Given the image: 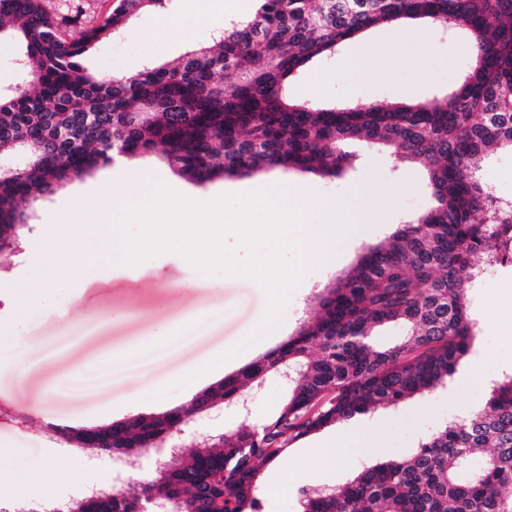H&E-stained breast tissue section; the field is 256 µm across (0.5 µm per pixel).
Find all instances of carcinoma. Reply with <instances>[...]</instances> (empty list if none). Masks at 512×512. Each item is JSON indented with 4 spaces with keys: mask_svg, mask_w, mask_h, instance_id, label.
I'll list each match as a JSON object with an SVG mask.
<instances>
[{
    "mask_svg": "<svg viewBox=\"0 0 512 512\" xmlns=\"http://www.w3.org/2000/svg\"><path fill=\"white\" fill-rule=\"evenodd\" d=\"M169 0H117L91 27L51 15L44 0H0V38L19 48L22 74L0 90V155L27 163L0 176V269L32 230L18 211L118 156L159 154L202 184L290 169L340 175L355 140L379 143L426 172L437 205L364 248L355 269L314 294L317 311L280 346L160 413L104 426H52L67 442L139 458L175 437L204 407L241 401L269 373L293 381L260 429L241 424L208 448H181L164 468L100 512H139L172 495L182 512H262L260 467L298 439L448 383L471 355L477 323L464 284L512 262V210L481 172L491 147L512 151V0H262L244 23L175 64L111 76L88 57L101 40ZM426 19L467 34L473 63L443 99L318 108L291 97L289 78L380 24ZM232 75L225 87L218 75ZM408 334L377 348L375 328ZM474 458L483 460L467 470ZM300 512H512V369L484 407L451 421L407 457L366 466L343 486L303 489Z\"/></svg>",
    "mask_w": 512,
    "mask_h": 512,
    "instance_id": "cac0c4a2",
    "label": "carcinoma"
}]
</instances>
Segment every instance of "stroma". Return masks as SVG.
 Wrapping results in <instances>:
<instances>
[{
  "instance_id": "35a3bbf8",
  "label": "stroma",
  "mask_w": 512,
  "mask_h": 512,
  "mask_svg": "<svg viewBox=\"0 0 512 512\" xmlns=\"http://www.w3.org/2000/svg\"><path fill=\"white\" fill-rule=\"evenodd\" d=\"M46 8L93 26L108 16L113 0H45ZM393 26L372 28L362 39L346 42L336 55L309 63L295 77L297 97H314L322 106H365L399 100L423 101L455 88L472 64L465 35H446L431 26L420 47L392 42ZM203 38L186 30L174 41L161 27L157 13H139L128 32L98 42L89 56L91 67L110 75L142 70L152 63L176 60ZM390 41L387 55L354 63L346 58L361 42ZM351 166L339 177L291 170L193 187L156 158L136 160L131 183L148 180L176 191L201 194H247L264 182L304 183L310 202L372 186L393 192L395 206L364 234L338 242L327 252L302 263L303 281L291 291L282 313V328L270 341L278 346L314 311L316 292L347 273L363 249L388 239L397 224L435 204L432 188L416 166L398 160L365 141L348 147ZM112 167L97 169L50 199L22 204L32 230L22 240L7 270L0 272V351L23 352V377L0 371V507L24 503L38 506L84 497L110 483L112 460L94 448L78 449L55 435L52 425H105L138 413H156L186 402L205 388L198 366L215 367L212 381L245 366L243 338L263 321L267 293L259 281L208 275L184 258L162 254L131 266L120 250L106 262L91 263L77 252L57 256L46 242L45 223L69 197L100 199ZM69 263V279L44 283L49 265ZM478 323V350L462 362L452 383L418 393L397 406L338 422L299 440L277 462L263 466L259 497L263 512H300V488L344 485L367 464L411 454L426 437L462 413L480 408L487 389L501 371L512 368V266L492 268L469 286ZM112 370V382L99 384L101 368ZM288 392L278 374L267 375L248 391V421L258 425L273 416ZM341 451L326 464L322 453ZM299 478L290 488L288 473Z\"/></svg>"
}]
</instances>
